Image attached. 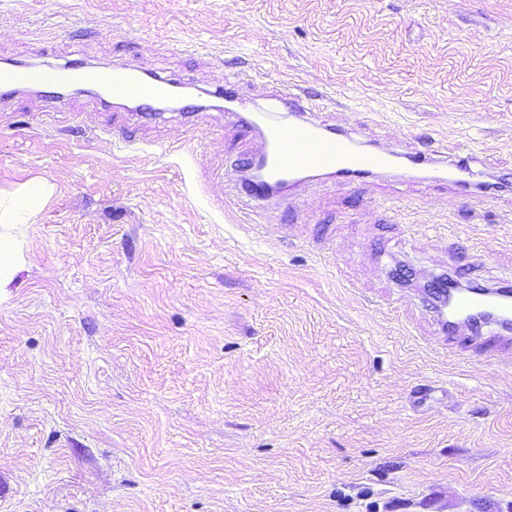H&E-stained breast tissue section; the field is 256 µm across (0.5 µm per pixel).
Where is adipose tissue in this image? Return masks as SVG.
<instances>
[{"mask_svg": "<svg viewBox=\"0 0 512 512\" xmlns=\"http://www.w3.org/2000/svg\"><path fill=\"white\" fill-rule=\"evenodd\" d=\"M53 191V186L42 180L0 188V288L8 284L21 261V244L7 235V227L35 223Z\"/></svg>", "mask_w": 512, "mask_h": 512, "instance_id": "obj_1", "label": "adipose tissue"}]
</instances>
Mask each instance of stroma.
<instances>
[{
  "label": "stroma",
  "instance_id": "1",
  "mask_svg": "<svg viewBox=\"0 0 512 512\" xmlns=\"http://www.w3.org/2000/svg\"><path fill=\"white\" fill-rule=\"evenodd\" d=\"M77 58L205 108L0 102V187H55L0 290V512H512V353L417 300L512 278V189L319 177L257 214L215 95L511 170L512 0H0V60Z\"/></svg>",
  "mask_w": 512,
  "mask_h": 512
}]
</instances>
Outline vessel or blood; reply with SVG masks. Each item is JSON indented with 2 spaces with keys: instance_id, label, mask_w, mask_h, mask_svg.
<instances>
[{
  "instance_id": "b4317fda",
  "label": "vessel or blood",
  "mask_w": 512,
  "mask_h": 512,
  "mask_svg": "<svg viewBox=\"0 0 512 512\" xmlns=\"http://www.w3.org/2000/svg\"><path fill=\"white\" fill-rule=\"evenodd\" d=\"M67 83L82 86L87 97L98 101L107 95L131 99L143 107L170 98L175 86L169 78L125 64L98 69L67 60L45 68L17 63L0 70L2 97L22 86L40 85L46 90V102L54 106L62 101L57 87ZM322 106V101H305L297 89L284 87L273 92L268 106L246 108L238 114V122L260 134L255 153L265 160L267 182L296 183L308 173L323 170L349 181L390 172L402 180L424 174L462 194L483 190L474 152L405 153L391 146H373L357 132L313 119V112ZM436 322L443 334L460 335L457 353L478 349L485 358H495L501 350H512V289L495 283L483 285L478 294L458 293L447 314L437 316Z\"/></svg>"
}]
</instances>
